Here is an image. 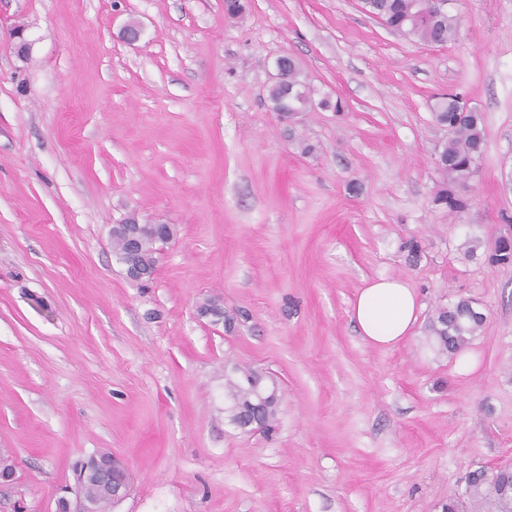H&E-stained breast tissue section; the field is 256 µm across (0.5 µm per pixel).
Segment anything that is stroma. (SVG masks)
Listing matches in <instances>:
<instances>
[{
    "instance_id": "35a3bbf8",
    "label": "stroma",
    "mask_w": 512,
    "mask_h": 512,
    "mask_svg": "<svg viewBox=\"0 0 512 512\" xmlns=\"http://www.w3.org/2000/svg\"><path fill=\"white\" fill-rule=\"evenodd\" d=\"M244 3L0 0V512H55L101 452L132 476L106 512H441L512 462V267L485 259L512 225V0H449L444 45L361 0ZM284 54L341 109L281 119ZM448 91L486 131L458 216L432 202ZM131 215L176 228L147 282L112 247ZM381 276L421 305L391 347L352 318ZM462 299L467 372L429 340ZM236 367L277 380L272 436L230 422Z\"/></svg>"
}]
</instances>
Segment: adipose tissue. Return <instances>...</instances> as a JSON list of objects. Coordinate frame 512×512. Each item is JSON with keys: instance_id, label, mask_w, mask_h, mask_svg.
Listing matches in <instances>:
<instances>
[{"instance_id": "adipose-tissue-1", "label": "adipose tissue", "mask_w": 512, "mask_h": 512, "mask_svg": "<svg viewBox=\"0 0 512 512\" xmlns=\"http://www.w3.org/2000/svg\"><path fill=\"white\" fill-rule=\"evenodd\" d=\"M419 310L416 293L404 281L380 277L361 288L352 317L368 343L392 346L409 336Z\"/></svg>"}]
</instances>
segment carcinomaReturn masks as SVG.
<instances>
[{
	"label": "carcinoma",
	"instance_id": "obj_1",
	"mask_svg": "<svg viewBox=\"0 0 512 512\" xmlns=\"http://www.w3.org/2000/svg\"><path fill=\"white\" fill-rule=\"evenodd\" d=\"M428 0H363V8L379 19L383 25L400 30V34L416 38L426 44L443 45L455 39L456 20L444 13L434 15L427 6ZM272 109L281 118L291 119L308 111L311 93L299 80V69L291 56L283 60L281 77L268 88ZM437 124L450 129L448 140L441 144L436 158L441 176L433 202L450 213H460L467 207L464 193L479 173V161L486 146L483 115L466 107L453 94L439 97L434 107ZM143 234L136 252V259L146 268L156 269L158 256L156 241L148 228L141 225ZM492 266L512 265V245L497 247L489 254ZM469 300H460L450 307H439L431 323L433 343L441 352L463 350L480 329L484 317L471 318ZM236 376H226L225 390L230 401V420L243 425V411L255 401V380L263 373L252 368H235ZM280 398L263 406L264 430L272 431L278 421ZM478 476L467 485L471 512H512V472L477 470Z\"/></svg>",
	"mask_w": 512,
	"mask_h": 512
}]
</instances>
